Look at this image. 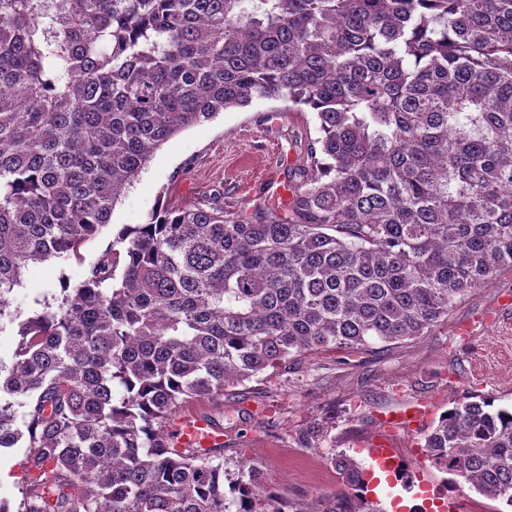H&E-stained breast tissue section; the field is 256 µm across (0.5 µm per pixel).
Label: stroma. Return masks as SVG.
Masks as SVG:
<instances>
[{
	"instance_id": "obj_1",
	"label": "stroma",
	"mask_w": 512,
	"mask_h": 512,
	"mask_svg": "<svg viewBox=\"0 0 512 512\" xmlns=\"http://www.w3.org/2000/svg\"><path fill=\"white\" fill-rule=\"evenodd\" d=\"M316 137L313 113L290 111L284 100H257L184 130L155 151L80 258L51 259L25 271L11 294L13 308L25 316L41 311L57 294L60 277L78 283L123 226L145 223L157 206H201L217 196L235 213L286 200L288 171L306 162ZM466 395L512 407V268L474 289L424 336L352 354L313 352L250 382L245 395L227 388L223 405L212 411L223 427L224 475L236 477L242 462L251 461L280 499L311 503L343 487L333 457L343 453L366 468L370 448L383 441L410 478L368 493L376 512L425 505L427 490L436 487L454 495L458 512H512L436 467L423 450L440 416ZM406 409L420 410L419 420L388 426ZM25 456L22 448L0 456V468L11 476L0 485V500L13 510L30 481Z\"/></svg>"
}]
</instances>
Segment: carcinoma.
<instances>
[{
	"label": "carcinoma",
	"mask_w": 512,
	"mask_h": 512,
	"mask_svg": "<svg viewBox=\"0 0 512 512\" xmlns=\"http://www.w3.org/2000/svg\"><path fill=\"white\" fill-rule=\"evenodd\" d=\"M256 99L316 116L287 203L154 210L57 306L8 311L163 144ZM504 267L512 0H0V450L41 476L17 512H365L345 454L346 490L284 508L169 427L309 352L423 336ZM424 448L512 506V409L465 396Z\"/></svg>",
	"instance_id": "1"
}]
</instances>
